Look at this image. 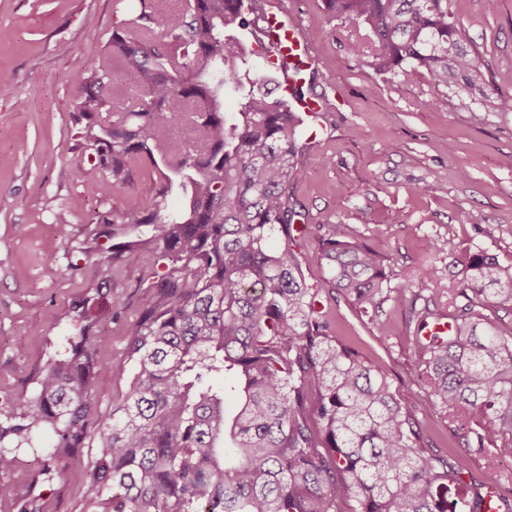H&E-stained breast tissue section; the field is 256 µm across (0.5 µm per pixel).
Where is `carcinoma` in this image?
<instances>
[{
    "mask_svg": "<svg viewBox=\"0 0 512 512\" xmlns=\"http://www.w3.org/2000/svg\"><path fill=\"white\" fill-rule=\"evenodd\" d=\"M324 2L329 16L372 33L365 63L380 74L412 78L424 67L436 85L482 79L448 0ZM258 10L257 0H187L179 10L141 0L112 30V65H90L74 120L103 176L86 197L128 184L143 160L161 177L147 203L96 214L82 251L99 256L106 287L127 258L141 260L160 301L131 332L133 375L111 421L86 427L96 356L83 334L47 364L35 396L15 398L0 426V442L8 433L15 446L0 445V471L47 427L58 443L43 450V472L56 473L57 449L89 440L107 512H512L511 500L423 453L384 371L337 342L317 310L321 289L307 284L291 244L298 124L273 96L275 77L250 78L252 58L267 67L269 58L232 36L256 26ZM245 81L239 111H222L219 91ZM130 89L137 104L122 111ZM180 122L199 136L173 142ZM175 178L183 199L163 218ZM316 259L358 307L377 312L387 300L384 260L370 246L330 234ZM465 289L472 297L451 315L452 335L423 345L426 372L441 408L482 414L491 468L512 456V346L479 307L512 303V267L475 253Z\"/></svg>",
    "mask_w": 512,
    "mask_h": 512,
    "instance_id": "cac0c4a2",
    "label": "carcinoma"
}]
</instances>
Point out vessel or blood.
I'll use <instances>...</instances> for the list:
<instances>
[{"label":"vessel or blood","mask_w":512,"mask_h":512,"mask_svg":"<svg viewBox=\"0 0 512 512\" xmlns=\"http://www.w3.org/2000/svg\"><path fill=\"white\" fill-rule=\"evenodd\" d=\"M287 8L283 0H268L262 13L264 35L277 53L278 72L289 77L297 65L312 68L316 65L307 42L295 24L285 19Z\"/></svg>","instance_id":"1"}]
</instances>
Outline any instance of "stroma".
<instances>
[{
	"mask_svg": "<svg viewBox=\"0 0 512 512\" xmlns=\"http://www.w3.org/2000/svg\"><path fill=\"white\" fill-rule=\"evenodd\" d=\"M138 0H0V424L13 399L36 394L49 360L76 337L87 311L101 385L92 425L107 422L132 377L129 332L158 300L127 260L113 289L103 288L93 259L79 253L95 213L123 211L155 194L157 173L135 167L130 182L87 199L85 185L102 171L84 149L72 115L90 62L102 60L112 26ZM476 51L485 80L470 87L435 85L426 69L414 78L378 74L351 45L369 42L367 29L330 19L323 0H295L293 21L317 59L305 72L308 93L328 111L302 116L304 171L291 188L296 249L336 336L361 358L381 365L404 412L418 423L426 454L448 460L462 480L494 486L512 499V466L489 469L494 445L481 415L449 419L430 393L426 357L416 341L414 310L445 316L464 305L460 270L482 250L512 265V111L496 100L512 96V0H448ZM70 226L60 232L59 213ZM363 241L387 260L392 297L380 312H363L328 289L325 265L311 261L322 236ZM402 301H395V294ZM124 301L112 314V297ZM93 448H66L61 472L47 478L29 450L0 471L14 495L0 512H102L90 481Z\"/></svg>",
	"mask_w": 512,
	"mask_h": 512,
	"instance_id": "stroma-1",
	"label": "stroma"
}]
</instances>
